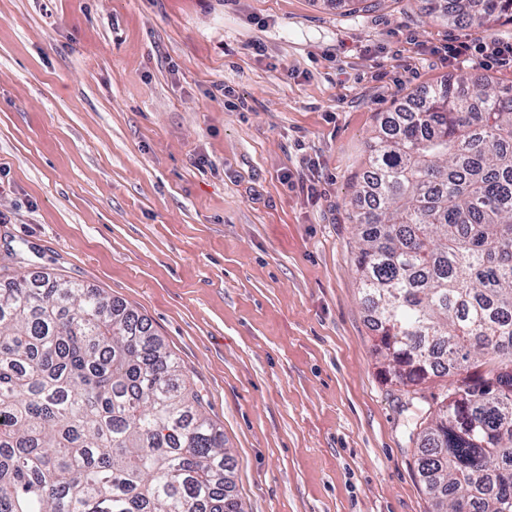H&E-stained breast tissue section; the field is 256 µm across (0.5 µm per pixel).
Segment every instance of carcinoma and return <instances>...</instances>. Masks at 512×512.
Returning <instances> with one entry per match:
<instances>
[{"label": "carcinoma", "instance_id": "1", "mask_svg": "<svg viewBox=\"0 0 512 512\" xmlns=\"http://www.w3.org/2000/svg\"><path fill=\"white\" fill-rule=\"evenodd\" d=\"M448 23L512 0H429ZM355 186L354 266L419 424L432 512H512V86L407 95ZM224 431L149 321L56 276L0 282V512H246Z\"/></svg>", "mask_w": 512, "mask_h": 512}]
</instances>
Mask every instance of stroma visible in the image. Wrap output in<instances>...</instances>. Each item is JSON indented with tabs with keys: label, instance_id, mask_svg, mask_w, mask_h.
Masks as SVG:
<instances>
[{
	"label": "stroma",
	"instance_id": "stroma-1",
	"mask_svg": "<svg viewBox=\"0 0 512 512\" xmlns=\"http://www.w3.org/2000/svg\"><path fill=\"white\" fill-rule=\"evenodd\" d=\"M465 35L512 21L453 27L424 0H0V268L147 318L247 512H431L353 267L352 185L409 92L512 85L437 54Z\"/></svg>",
	"mask_w": 512,
	"mask_h": 512
}]
</instances>
